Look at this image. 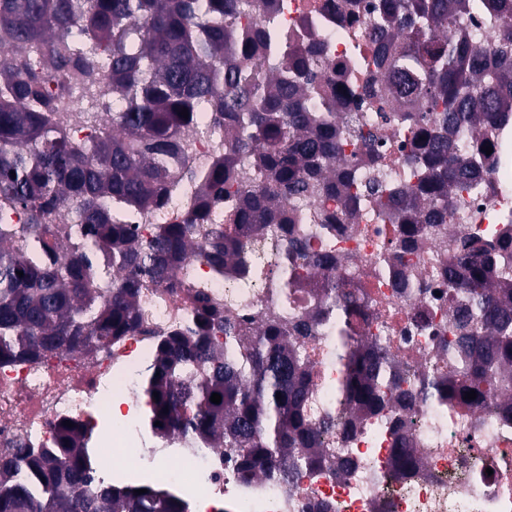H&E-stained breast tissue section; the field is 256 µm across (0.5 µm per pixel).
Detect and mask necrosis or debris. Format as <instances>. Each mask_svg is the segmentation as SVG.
Returning a JSON list of instances; mask_svg holds the SVG:
<instances>
[{
	"mask_svg": "<svg viewBox=\"0 0 512 512\" xmlns=\"http://www.w3.org/2000/svg\"><path fill=\"white\" fill-rule=\"evenodd\" d=\"M370 2L278 0L263 19L269 43L283 37L301 43L313 39L331 63L349 64L350 79L330 72L317 85L318 95L335 96L345 122L355 114L347 94L351 82L375 76L364 68L361 56L373 24ZM482 140L497 161L484 175L493 188L473 190L464 204L478 215L482 228L496 235L504 219L512 218V144H502L491 127L484 129ZM297 229L308 237L312 252L334 248L336 272L347 278L359 300L352 317L356 331L366 333L372 346L387 356L400 374L399 391L412 398L411 409L391 401L353 419L347 401L336 392V338L327 326L317 327L305 342L314 380L310 406L316 418L330 424L321 436L322 447L345 460L346 468L243 483L234 473V458L224 451L189 442L145 447L136 400L122 404L121 420L111 417L113 398L137 386L156 338L193 314L197 292L248 324L266 311V258L278 245L273 236L259 244L258 272L249 279H214L208 263L196 257L179 270L193 293L143 288L139 332L107 348L0 364V453L20 442L49 447L55 425L67 419L92 437L109 430L112 442L124 445V454L112 458L113 473L162 478L198 512H224L228 503L234 512H512V415L500 409L497 391H490L478 408L454 401L433 404L421 396L428 368L452 362L440 343L455 303L446 275L450 254L445 242L418 230L414 249L402 254L389 244L391 225L363 216L354 224L337 222L330 238L311 224H298ZM390 267L406 278L425 279V290L394 292L386 273ZM420 315L426 316V327L417 326ZM399 437L413 461L403 473L393 462Z\"/></svg>",
	"mask_w": 512,
	"mask_h": 512,
	"instance_id": "necrosis-or-debris-1",
	"label": "necrosis or debris"
}]
</instances>
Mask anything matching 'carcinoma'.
<instances>
[{"label":"carcinoma","mask_w":512,"mask_h":512,"mask_svg":"<svg viewBox=\"0 0 512 512\" xmlns=\"http://www.w3.org/2000/svg\"><path fill=\"white\" fill-rule=\"evenodd\" d=\"M271 2L0 0V362L82 353L133 333L143 286L184 287L177 269L197 255L218 279L243 276L245 246L274 227L284 256L310 269L319 297L313 317L298 319L292 335L274 317L247 334L200 297L188 325L156 339L142 380L145 424L157 441L185 437L230 451L243 480L333 464L317 447L308 408L312 373L302 342L317 322L336 325L340 389L355 414L383 403L379 389L395 385L351 335L353 301L329 277L335 256L308 251L286 206L329 235L336 215L311 207L341 194L345 217L371 207L408 252L407 225L427 224L440 237L450 218L476 222L460 199L475 189L483 160L477 151L456 154L450 133L476 135L490 124L512 133V0H372L377 30H392L396 45L371 49L383 84L362 89L402 102L398 126L410 131L413 149L401 188L387 179L382 107L359 115L374 124L366 133L360 123L341 127L335 99L309 104L327 71L314 45L287 41L259 52ZM470 16L509 22L485 37L465 23ZM73 83L83 107L72 122L55 102ZM203 112L224 129V151L191 172L199 192L181 223L149 224L140 234L126 216L163 208L192 160L191 132ZM75 127L90 137L78 139ZM351 132L377 171L367 181L341 157ZM222 196L235 200L224 223H204ZM12 213L24 222L12 223ZM510 237L506 230L487 238L474 226L450 240L448 284L459 300L448 349L461 358L458 370L431 373V402L476 406L489 378L512 391V274L495 273ZM269 299L287 307L288 285L270 279ZM470 390L476 399L464 398ZM89 446L60 422L54 447L1 455L0 512H188L185 498L159 484L99 476Z\"/></svg>","instance_id":"cac0c4a2"}]
</instances>
